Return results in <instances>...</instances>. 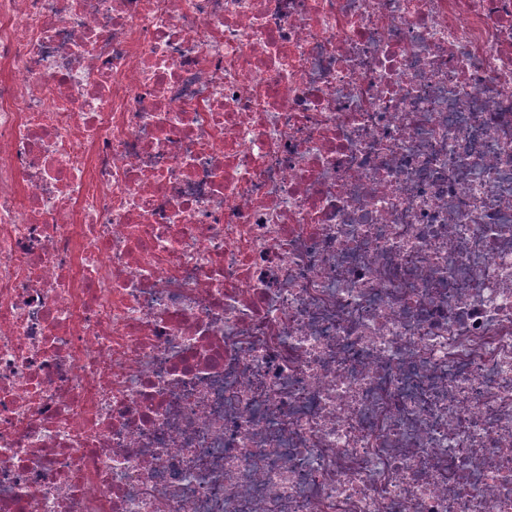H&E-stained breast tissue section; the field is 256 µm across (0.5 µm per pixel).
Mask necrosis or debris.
<instances>
[{"label":"necrosis or debris","instance_id":"necrosis-or-debris-1","mask_svg":"<svg viewBox=\"0 0 512 512\" xmlns=\"http://www.w3.org/2000/svg\"><path fill=\"white\" fill-rule=\"evenodd\" d=\"M0 512H512V0H0Z\"/></svg>","mask_w":512,"mask_h":512}]
</instances>
